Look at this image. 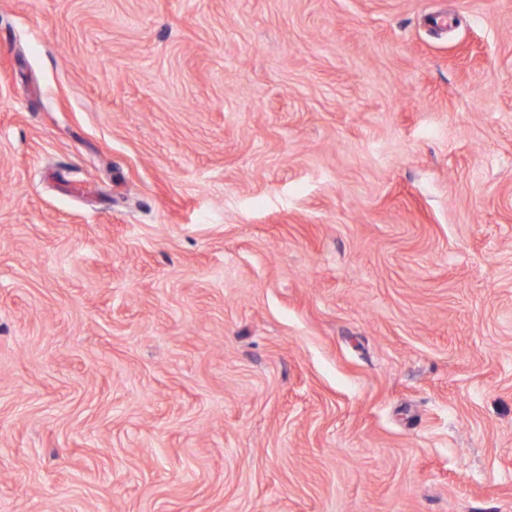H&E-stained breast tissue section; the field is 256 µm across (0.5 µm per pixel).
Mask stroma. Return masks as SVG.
<instances>
[{
    "instance_id": "35a3bbf8",
    "label": "stroma",
    "mask_w": 512,
    "mask_h": 512,
    "mask_svg": "<svg viewBox=\"0 0 512 512\" xmlns=\"http://www.w3.org/2000/svg\"><path fill=\"white\" fill-rule=\"evenodd\" d=\"M0 512H512V0H0Z\"/></svg>"
}]
</instances>
